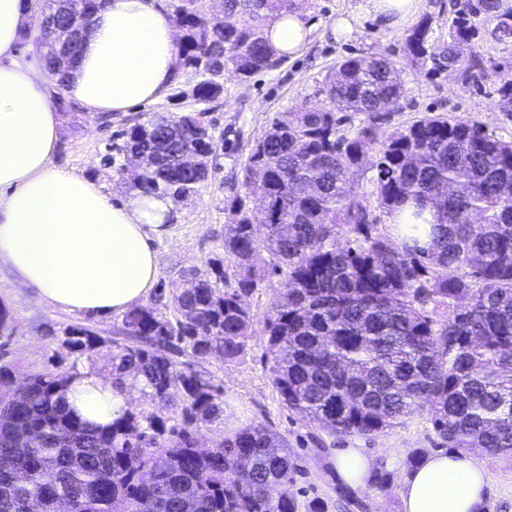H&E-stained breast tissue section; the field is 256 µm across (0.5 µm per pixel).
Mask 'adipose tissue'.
<instances>
[{
	"label": "adipose tissue",
	"instance_id": "ef3b65f1",
	"mask_svg": "<svg viewBox=\"0 0 512 512\" xmlns=\"http://www.w3.org/2000/svg\"><path fill=\"white\" fill-rule=\"evenodd\" d=\"M33 0H0V273L60 309L99 317L146 301L157 274L148 229L168 218L169 198L132 191L113 202L100 184L55 167L57 102L89 115L122 113L165 96L179 76L177 30L160 0H108L77 66L57 90L39 61L23 60ZM310 35L301 10L273 15L265 36L276 56H295ZM71 411L106 428L124 397L94 374L73 377ZM486 474L461 452L424 455L405 478L402 512H483Z\"/></svg>",
	"mask_w": 512,
	"mask_h": 512
}]
</instances>
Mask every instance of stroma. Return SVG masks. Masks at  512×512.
<instances>
[{
    "label": "stroma",
    "instance_id": "obj_1",
    "mask_svg": "<svg viewBox=\"0 0 512 512\" xmlns=\"http://www.w3.org/2000/svg\"><path fill=\"white\" fill-rule=\"evenodd\" d=\"M359 2L303 0L301 10L312 26L305 51L245 81L233 70L225 71L224 94L212 113L214 135L222 143L209 160V178L199 194L174 203L163 231L150 235L158 276L148 306L172 311L175 298L188 279L209 272L213 259H223L226 276H234L233 262L225 258L222 247L224 226L232 219L228 210L229 186L241 181L252 145L275 117L325 104V79L343 58L389 54L396 60L406 93L401 110L382 127V134L404 129L422 113L445 112L463 115L479 122L494 136L512 141V118L500 112L496 93L502 81L512 79V45L492 41L487 35L477 42L482 77L469 79L452 71L431 76L425 64L406 60L404 39L426 19L431 24V41L447 44L457 0H420L417 14L396 27L358 11ZM348 16L353 19L354 32L346 38L339 36L335 27L339 18ZM197 81L194 71L184 70L176 85L186 94L183 101L167 96L133 107L129 115H110L105 125L97 119L89 121L79 131L73 128V114L62 112L56 165L100 179L112 201L125 200L129 187L120 181L115 168L103 163L109 139L124 128L127 116L147 119L157 114L177 116L190 110L192 101L187 94ZM279 282L278 276H270L246 299L253 322L247 331L244 353L231 361L216 357L198 363V370L220 387L223 401L220 421L195 425L199 441L213 445L244 426L265 425L287 443L291 458L301 471L297 483L287 485L288 494L321 497L328 503V512H400L404 480L418 454L439 449L429 411H421L378 434L333 436L288 410L272 384L262 336L264 319L280 290ZM0 305L9 310L14 326L4 361L16 381L52 370L60 358L66 357L61 331L75 322V314L34 298L13 286L6 275L0 277ZM341 448L361 449L373 468L389 473L388 485L381 488L370 483L355 490L350 505L339 500L333 458ZM472 454L489 479L485 512H512V451L476 448Z\"/></svg>",
    "mask_w": 512,
    "mask_h": 512
}]
</instances>
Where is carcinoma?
Listing matches in <instances>:
<instances>
[{
  "instance_id": "carcinoma-1",
  "label": "carcinoma",
  "mask_w": 512,
  "mask_h": 512,
  "mask_svg": "<svg viewBox=\"0 0 512 512\" xmlns=\"http://www.w3.org/2000/svg\"><path fill=\"white\" fill-rule=\"evenodd\" d=\"M70 7L55 0L43 14L45 43H61ZM169 8L182 30L179 63L200 76L194 107L126 126L105 161L113 164L114 152L164 157L154 169L123 165L118 174L175 201L208 180V162L188 169L179 157L215 152L209 113L224 93V71L245 80L268 69V21L298 3L224 0V11L239 16L231 28L202 24L198 0H169ZM483 16L497 20L495 41L512 43L508 0H459L448 46L430 42L425 20L405 39L407 59L429 60L436 72L479 65L475 56L452 61L450 47L472 41ZM395 72L389 56L346 58L325 80L323 106L283 113L255 142L244 177L263 166L268 195L253 208L244 180L230 197L224 252L236 285H224L218 259L214 277L191 279L176 297L179 318L137 306L115 323L125 343L112 357L113 393L138 379L150 400L180 409L182 427L168 429L152 412H127L106 429L71 415L67 382L108 340L90 324H70L69 366L0 399V512H27L30 498L54 512L61 496L75 500V512H184L188 499L197 512H328L319 497L274 496L298 470L266 426L211 447L192 432L220 420V390L179 369V358L239 357L252 319L241 298L269 273L281 282L263 323L265 357L281 402L308 424L373 435L428 408L443 447L512 449V141L435 112L379 139L405 96ZM386 104L391 111H378ZM368 171L370 195L346 189L345 178ZM373 200L390 217L410 212L382 231Z\"/></svg>"
}]
</instances>
